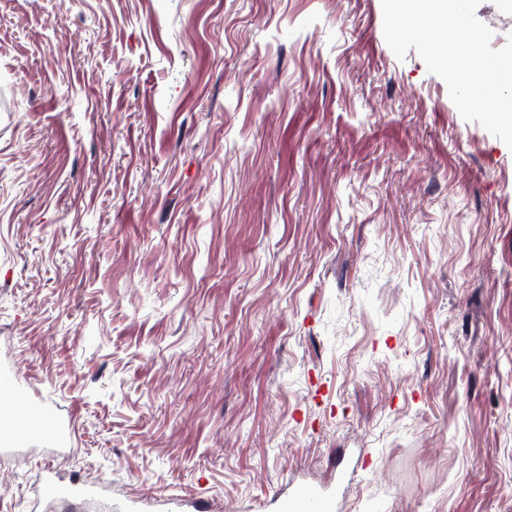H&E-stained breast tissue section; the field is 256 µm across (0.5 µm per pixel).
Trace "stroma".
<instances>
[{
    "label": "stroma",
    "mask_w": 512,
    "mask_h": 512,
    "mask_svg": "<svg viewBox=\"0 0 512 512\" xmlns=\"http://www.w3.org/2000/svg\"><path fill=\"white\" fill-rule=\"evenodd\" d=\"M0 376V512H512V149L381 0H0ZM3 385L1 398L8 406L4 412H0L1 453L19 446L23 441V434L46 419L43 411L25 406L10 386ZM19 427L23 428V433L18 432ZM43 493L53 498H58L73 502L93 501L101 512H139V506L136 504H127L124 507L112 505V499L101 496L99 489L93 485L77 480L70 482H61L56 479H49L44 487ZM337 505L336 499L312 484H301L288 493V499L280 505V512H333Z\"/></svg>",
    "instance_id": "stroma-1"
}]
</instances>
